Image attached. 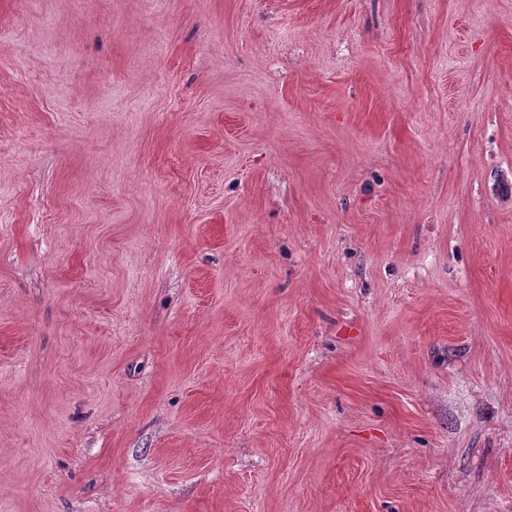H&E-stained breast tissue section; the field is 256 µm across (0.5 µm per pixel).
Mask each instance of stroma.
Masks as SVG:
<instances>
[{
    "label": "stroma",
    "instance_id": "35a3bbf8",
    "mask_svg": "<svg viewBox=\"0 0 512 512\" xmlns=\"http://www.w3.org/2000/svg\"><path fill=\"white\" fill-rule=\"evenodd\" d=\"M0 512H512V0H0Z\"/></svg>",
    "mask_w": 512,
    "mask_h": 512
}]
</instances>
